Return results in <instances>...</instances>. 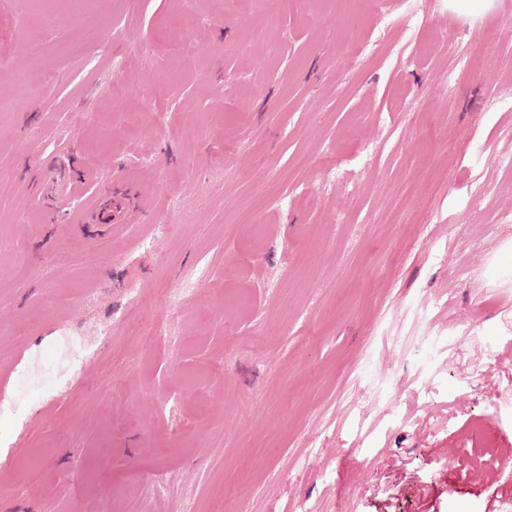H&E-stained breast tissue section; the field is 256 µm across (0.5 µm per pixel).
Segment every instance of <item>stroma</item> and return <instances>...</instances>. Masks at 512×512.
<instances>
[{
	"mask_svg": "<svg viewBox=\"0 0 512 512\" xmlns=\"http://www.w3.org/2000/svg\"><path fill=\"white\" fill-rule=\"evenodd\" d=\"M8 2L0 388L62 337L90 344L0 423V512H503L512 284L486 271L512 240L507 0H419L418 40L448 42L400 66L406 22L358 0ZM92 11L110 56L62 54L95 40ZM66 159L93 174L76 210L132 182L144 222H48L29 187ZM135 313L166 339L125 335ZM363 363L374 402L346 385Z\"/></svg>",
	"mask_w": 512,
	"mask_h": 512,
	"instance_id": "35a3bbf8",
	"label": "stroma"
}]
</instances>
